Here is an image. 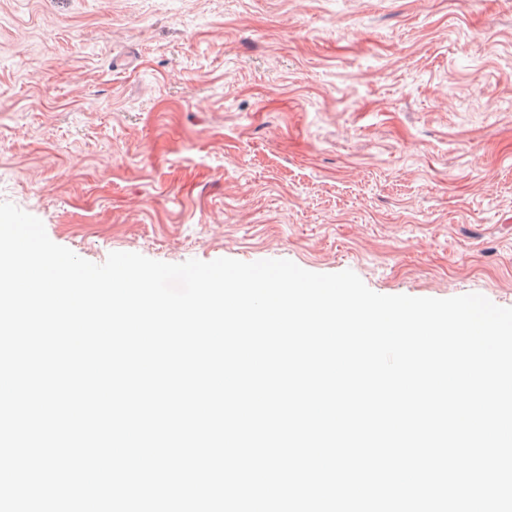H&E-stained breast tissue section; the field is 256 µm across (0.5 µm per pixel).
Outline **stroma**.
Here are the masks:
<instances>
[{
  "label": "stroma",
  "mask_w": 512,
  "mask_h": 512,
  "mask_svg": "<svg viewBox=\"0 0 512 512\" xmlns=\"http://www.w3.org/2000/svg\"><path fill=\"white\" fill-rule=\"evenodd\" d=\"M0 201L512 307V0H0Z\"/></svg>",
  "instance_id": "35a3bbf8"
}]
</instances>
